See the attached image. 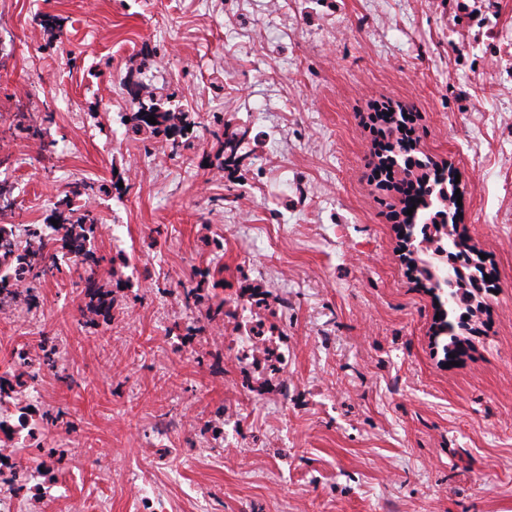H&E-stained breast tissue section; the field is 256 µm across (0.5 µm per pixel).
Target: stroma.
Wrapping results in <instances>:
<instances>
[{
  "instance_id": "obj_1",
  "label": "stroma",
  "mask_w": 512,
  "mask_h": 512,
  "mask_svg": "<svg viewBox=\"0 0 512 512\" xmlns=\"http://www.w3.org/2000/svg\"><path fill=\"white\" fill-rule=\"evenodd\" d=\"M129 81L178 89L190 150L127 135ZM386 106L459 174L491 274L453 366L371 177ZM215 112L248 130L237 172ZM118 176L88 203L93 249L129 260L111 322L86 326L71 263L0 303V374L45 340L60 365L18 406L66 414L15 437L55 456L15 512H512V0H0V224ZM215 265L209 327L160 289ZM210 125L212 134L220 143V149L215 155L214 166L224 170L233 156L237 153L242 140L247 132L238 127H232L229 123H224V115L220 112L212 114Z\"/></svg>"
}]
</instances>
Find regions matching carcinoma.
Segmentation results:
<instances>
[{
	"label": "carcinoma",
	"instance_id": "obj_1",
	"mask_svg": "<svg viewBox=\"0 0 512 512\" xmlns=\"http://www.w3.org/2000/svg\"><path fill=\"white\" fill-rule=\"evenodd\" d=\"M176 97L175 91L158 95L142 85L138 86V91L132 94L136 111L129 115L128 122L129 131L140 140L165 138L166 147L173 155L191 146L190 131L187 130L190 121L186 114L172 106ZM151 116L156 119L154 125L147 122ZM210 125L213 136L220 143L214 166L223 170L237 153L246 136V131L224 122L222 112L212 114ZM407 153L403 140L398 138L388 146L384 164L391 167L394 159L400 158L406 163H412L423 169L421 178L413 182H404V185L413 191L407 204V207L413 209V213L410 216H404L403 225L411 230L417 225L420 226V234L423 236L429 231L433 232L434 238L429 240V246L421 251L420 273L432 282L434 289L442 290L447 287L448 279H446V266L441 253L451 245L452 240L447 233L437 228V225H445L448 220L455 217L451 210L456 207V185L447 169L429 162L422 164L406 157ZM91 188L92 185L84 181L74 182L69 186L64 197L56 202L54 214L58 219L57 235L51 239L45 236L41 224L25 225L22 239L15 236L13 230L6 225H0V300L9 299L13 302L18 300L28 309L36 307V291L26 286V282L54 270L59 272L63 264L72 262L89 270L84 286L83 316L86 318V323L98 325L111 320L114 303L112 290L106 288L95 277L102 258L97 256L91 248V240L95 236L98 219L89 209L84 210L82 217L73 223L66 221L64 217L65 212L72 210L75 201L87 194ZM201 291V285L187 288L181 281L161 289L163 293L177 294L185 301L195 304L201 303ZM446 300L447 308L440 312L436 335L445 338L444 350L448 353L455 351V324L457 312L462 308V304L456 301L449 291L446 292ZM13 362L15 366L22 369V374L33 381L41 372L55 368L56 348L45 342L38 355L34 357L29 349L20 347L14 351ZM23 386L25 382L20 380L18 375L13 381L0 376V406L16 400L19 388ZM36 415L37 411H32L27 406L19 411L14 420L1 418L0 445L11 443L16 434L30 426ZM0 474L6 476L8 483L19 490L22 489L18 482L25 474V469L12 457L0 454Z\"/></svg>",
	"mask_w": 512,
	"mask_h": 512
}]
</instances>
